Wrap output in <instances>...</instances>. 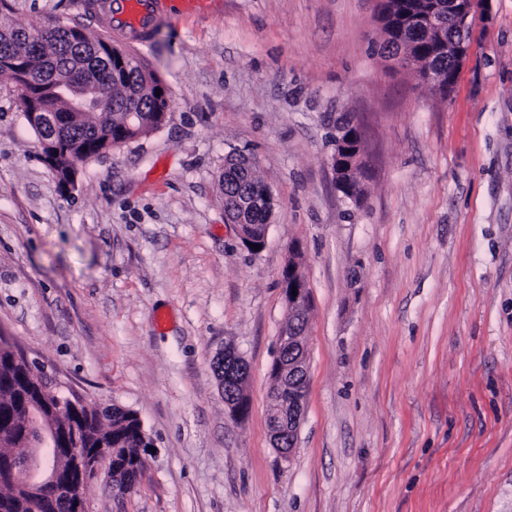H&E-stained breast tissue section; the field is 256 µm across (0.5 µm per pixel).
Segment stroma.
<instances>
[{"mask_svg":"<svg viewBox=\"0 0 512 512\" xmlns=\"http://www.w3.org/2000/svg\"><path fill=\"white\" fill-rule=\"evenodd\" d=\"M86 0H9L16 26L89 24ZM374 0H205L136 52L158 130L79 164L63 193L0 76V333L65 396L135 411V492L89 512H512V0H488L448 95L378 54ZM365 134L367 196L330 166ZM275 199L265 247L224 216L230 154ZM311 291L308 394L283 460L266 423L287 317ZM249 365L232 420L212 363ZM339 130L332 138V168L335 177L349 174L356 164L363 159V132L354 119L341 118L336 121Z\"/></svg>","mask_w":512,"mask_h":512,"instance_id":"1","label":"stroma"}]
</instances>
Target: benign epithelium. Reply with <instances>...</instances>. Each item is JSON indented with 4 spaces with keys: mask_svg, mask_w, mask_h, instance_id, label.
<instances>
[{
    "mask_svg": "<svg viewBox=\"0 0 512 512\" xmlns=\"http://www.w3.org/2000/svg\"><path fill=\"white\" fill-rule=\"evenodd\" d=\"M485 0H447V14L437 5L425 15L412 21V34L424 38L423 42L411 41L399 44V50L390 58L403 66H414L422 74L431 77L434 59L441 52V45L450 44L455 69H460L469 54L466 37L477 11ZM339 130L332 138L331 163L335 176L350 173L363 157V132L351 118L336 121ZM233 224L241 242L247 247L265 246L269 225L258 229L247 223L245 211H240ZM288 270V286L283 288L288 319L279 336L276 361L271 365V387L267 395V427L272 445L279 456L288 460L295 449L306 400V381L309 371V354L305 331L301 322L311 306V296L305 279L292 263ZM297 295H292V290ZM213 369L224 395V406L231 417L240 419L248 414L249 402L246 384L249 378L244 359L231 344H225L215 357ZM43 447L29 454L24 469L10 468L9 478L13 485L32 494L38 501L51 491L64 495L72 512H88L89 494L93 487L104 482L115 484L112 449L99 448L88 455L81 448H62V436L54 425L42 431Z\"/></svg>",
    "mask_w": 512,
    "mask_h": 512,
    "instance_id": "7a95c632",
    "label": "benign epithelium"
}]
</instances>
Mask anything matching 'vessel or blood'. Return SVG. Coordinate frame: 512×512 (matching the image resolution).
<instances>
[{
    "label": "vessel or blood",
    "instance_id": "b4317fda",
    "mask_svg": "<svg viewBox=\"0 0 512 512\" xmlns=\"http://www.w3.org/2000/svg\"><path fill=\"white\" fill-rule=\"evenodd\" d=\"M186 0H107L112 32L144 43Z\"/></svg>",
    "mask_w": 512,
    "mask_h": 512
}]
</instances>
